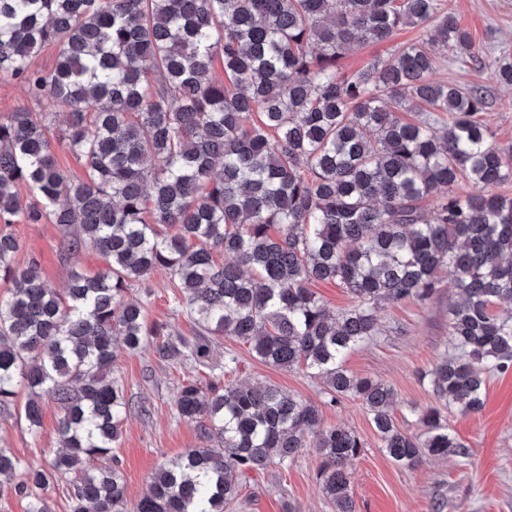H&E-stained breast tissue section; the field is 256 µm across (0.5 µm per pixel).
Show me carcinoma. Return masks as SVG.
<instances>
[{"label":"carcinoma","mask_w":512,"mask_h":512,"mask_svg":"<svg viewBox=\"0 0 512 512\" xmlns=\"http://www.w3.org/2000/svg\"><path fill=\"white\" fill-rule=\"evenodd\" d=\"M432 21L430 39L340 72L352 49ZM436 46L479 61L438 0H0V74L50 107L0 120V279L13 284L0 300V408L23 387L30 430L45 399L62 412L50 461L0 448V493L51 512L48 491L64 480L70 512H224L248 473L312 448L324 496L355 512L360 438L323 427L290 393L233 382V354L227 380L188 372L178 385L177 414L203 447L159 466L128 503L112 454L128 408L118 341L202 366L205 337H236L265 363L321 378L327 403L361 401L395 464L469 456L445 411L480 412L489 375L512 367V310H496L512 303V198L493 191L512 180V152L481 120L482 88L432 79ZM49 47L54 67L33 68ZM414 108L426 116L401 117ZM57 144L84 177L62 171ZM463 182L474 191L458 192ZM16 221L57 225L70 254L93 249L105 268L53 288L36 258L16 263ZM158 271L178 281L199 336L168 338L126 299ZM443 271L460 296L448 308L454 353L429 372L440 405L416 412V435L396 423L393 388L345 360L378 335L381 304L430 299ZM317 281L354 304L331 310ZM93 459L103 464L89 470Z\"/></svg>","instance_id":"cac0c4a2"}]
</instances>
